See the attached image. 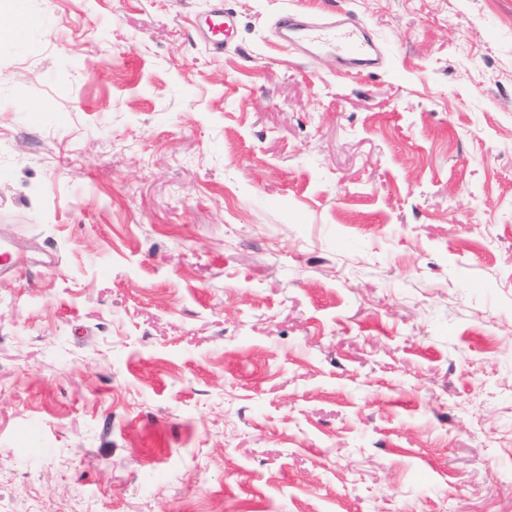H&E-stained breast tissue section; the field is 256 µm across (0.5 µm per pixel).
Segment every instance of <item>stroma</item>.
Instances as JSON below:
<instances>
[{"label": "stroma", "mask_w": 512, "mask_h": 512, "mask_svg": "<svg viewBox=\"0 0 512 512\" xmlns=\"http://www.w3.org/2000/svg\"><path fill=\"white\" fill-rule=\"evenodd\" d=\"M16 10L0 512H512V0ZM235 22L230 14L224 13V10L217 9L212 11L206 19V32L204 40L215 52L224 50V44L233 34ZM275 33L287 45L306 46L310 57L335 55L349 71H369L383 64L381 50L365 27L352 18L325 15L301 19L297 13L284 12L275 22Z\"/></svg>", "instance_id": "35a3bbf8"}]
</instances>
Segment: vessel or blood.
I'll use <instances>...</instances> for the list:
<instances>
[{"instance_id":"1","label":"vessel or blood","mask_w":512,"mask_h":512,"mask_svg":"<svg viewBox=\"0 0 512 512\" xmlns=\"http://www.w3.org/2000/svg\"><path fill=\"white\" fill-rule=\"evenodd\" d=\"M234 27L230 14L214 10L206 19L204 40L213 51H223ZM275 33L283 43L307 48L310 56L335 55L337 61L351 71L376 69L384 60L365 27L351 18L325 15L303 19L297 13L285 12L275 22Z\"/></svg>"}]
</instances>
